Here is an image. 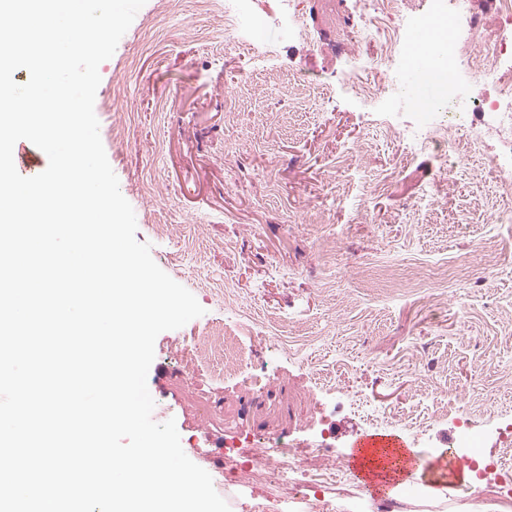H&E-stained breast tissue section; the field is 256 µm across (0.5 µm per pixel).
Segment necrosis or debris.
Wrapping results in <instances>:
<instances>
[{
	"mask_svg": "<svg viewBox=\"0 0 512 512\" xmlns=\"http://www.w3.org/2000/svg\"><path fill=\"white\" fill-rule=\"evenodd\" d=\"M367 31H374L379 15L395 12L401 23L423 25L447 21L448 59L466 74L465 81L449 99L435 102L432 114L447 113L452 126H469L473 139L494 133L507 148L492 159L489 175L503 195H512V0H493V19L475 11L472 0H361ZM235 336H212L206 344H191L192 360L224 358L225 376L246 373L252 389L264 390L271 376L267 364L239 352ZM238 454L258 455V467L237 468L243 485L266 486L279 501L297 512H337L336 499L325 496V488L346 482L342 463L331 452L329 439L320 437L308 444L296 442L284 432L266 438L261 446L243 441Z\"/></svg>",
	"mask_w": 512,
	"mask_h": 512,
	"instance_id": "1",
	"label": "necrosis or debris"
}]
</instances>
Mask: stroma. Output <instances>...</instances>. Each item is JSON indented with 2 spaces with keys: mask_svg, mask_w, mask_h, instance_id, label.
Instances as JSON below:
<instances>
[{
  "mask_svg": "<svg viewBox=\"0 0 512 512\" xmlns=\"http://www.w3.org/2000/svg\"><path fill=\"white\" fill-rule=\"evenodd\" d=\"M146 0L99 67L94 111L108 161L134 209L136 238L188 289L204 315L162 332L147 385L154 421L175 420L186 455L209 474L232 437L325 430L359 512L379 500L353 465L355 437L373 435L343 396L397 415L445 416L426 440L385 426L430 459L425 484L447 486V512H492L457 468L459 420L512 426V262L499 260L512 223L482 172L495 145L459 165L432 147L407 153L394 124L422 123L407 97L365 105L342 76L381 64L358 0H293L309 37L294 36L281 0H248L260 49L224 39V16L183 0L164 30ZM169 225L160 234L158 225ZM240 306H224L225 286ZM448 291L429 308L424 289ZM277 338L267 390L197 366L183 337L210 328ZM432 390L436 403L424 401ZM495 422H486L490 411Z\"/></svg>",
  "mask_w": 512,
  "mask_h": 512,
  "instance_id": "1",
  "label": "stroma"
}]
</instances>
